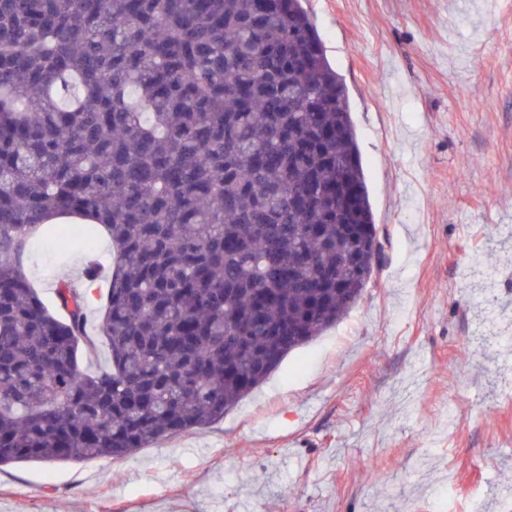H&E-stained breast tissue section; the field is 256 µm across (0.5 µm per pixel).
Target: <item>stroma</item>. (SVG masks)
Returning a JSON list of instances; mask_svg holds the SVG:
<instances>
[{
  "instance_id": "obj_1",
  "label": "stroma",
  "mask_w": 512,
  "mask_h": 512,
  "mask_svg": "<svg viewBox=\"0 0 512 512\" xmlns=\"http://www.w3.org/2000/svg\"><path fill=\"white\" fill-rule=\"evenodd\" d=\"M302 0L342 78L385 256L223 419L0 468V512H512V0ZM86 250L35 243L46 304ZM505 322L480 335L484 292Z\"/></svg>"
}]
</instances>
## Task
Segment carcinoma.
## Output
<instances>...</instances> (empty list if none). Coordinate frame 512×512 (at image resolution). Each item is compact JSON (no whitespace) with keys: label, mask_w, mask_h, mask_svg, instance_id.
Returning a JSON list of instances; mask_svg holds the SVG:
<instances>
[{"label":"carcinoma","mask_w":512,"mask_h":512,"mask_svg":"<svg viewBox=\"0 0 512 512\" xmlns=\"http://www.w3.org/2000/svg\"><path fill=\"white\" fill-rule=\"evenodd\" d=\"M79 216L114 260L50 310L23 258ZM378 235L301 0H0V466L202 427L357 303ZM110 349V368L82 357Z\"/></svg>","instance_id":"carcinoma-1"}]
</instances>
